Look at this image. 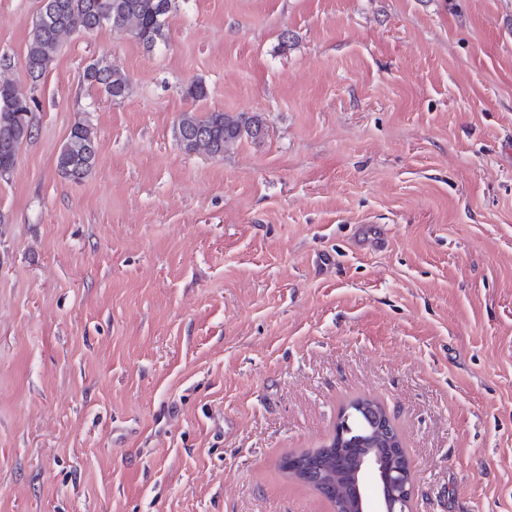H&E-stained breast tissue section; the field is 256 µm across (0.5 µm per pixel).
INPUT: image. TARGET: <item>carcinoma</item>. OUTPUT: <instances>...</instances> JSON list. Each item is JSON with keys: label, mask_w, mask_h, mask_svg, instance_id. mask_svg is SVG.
<instances>
[{"label": "carcinoma", "mask_w": 512, "mask_h": 512, "mask_svg": "<svg viewBox=\"0 0 512 512\" xmlns=\"http://www.w3.org/2000/svg\"><path fill=\"white\" fill-rule=\"evenodd\" d=\"M43 6L49 22L37 15L26 46V63L32 80L49 68L61 39L76 31H92L104 24L125 32L147 47L163 36L166 16L174 0H45ZM84 80L100 87L112 99H121L128 91V78L115 65L98 61L88 63ZM33 98L8 83L0 84V177L9 174L18 160L20 146L32 137L34 128L31 102ZM253 138L263 134L262 120L243 114L224 112H184L173 133L180 147L189 153L221 156L224 149L238 141L242 133ZM98 158L94 131L83 122H76L57 157L61 174L75 182L83 180ZM377 452L383 463L390 464V453L384 442H366L329 449V444L290 454L310 476L294 474L292 478L310 487L331 505L341 499H355V473L360 458L368 451Z\"/></svg>", "instance_id": "obj_1"}]
</instances>
